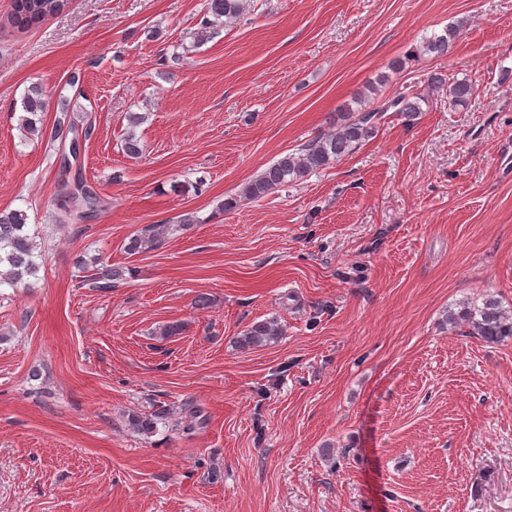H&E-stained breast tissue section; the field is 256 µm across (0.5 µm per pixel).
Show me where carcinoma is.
<instances>
[{
    "label": "carcinoma",
    "instance_id": "cac0c4a2",
    "mask_svg": "<svg viewBox=\"0 0 512 512\" xmlns=\"http://www.w3.org/2000/svg\"><path fill=\"white\" fill-rule=\"evenodd\" d=\"M66 5L67 0H13L9 23L20 30H27L46 17L59 13ZM243 11L244 0H206L203 29H211L217 24H232L241 18ZM465 27L466 22L463 20L448 25L443 34L425 39L420 52L436 56L447 55L456 40L462 36ZM429 84L435 88L448 86V95L455 106L466 105L475 91V83L468 79L450 82L442 75L430 77ZM377 93L378 89L370 88L369 94L356 99L358 108H351L343 113L336 124V132L326 134L305 145L297 153L282 156L248 181L235 197L224 200L219 205V210H233L243 201H257L290 180L301 179L309 173L330 166L373 135L387 112L392 110L411 118L421 111V102L424 101L421 94H402L374 106L366 104L368 95ZM47 108L48 99L43 88L34 85L28 89L22 99L24 115L20 116L19 126L25 136H43L41 117ZM144 120L145 116L140 113H128L129 131L124 138V153L129 158H137L141 154L135 128ZM76 132V122L65 117L54 122L49 131V138L64 143ZM67 187L68 183L65 181L58 183L56 200L60 208L75 221H84L107 206V201L91 188L88 189L87 195L81 198H68ZM28 219L29 216L24 210L0 211V288H28L29 280L37 276L36 244L33 237L27 233ZM196 223L198 219L193 213H185L180 216L179 224L175 226H153L144 233L130 238L126 251L130 255H136L157 249L173 228L185 230ZM75 264L84 270L90 268L87 261L81 257L76 258ZM90 269L92 273L87 275L86 282L99 290L115 288L132 274L130 268L105 262ZM460 320L472 327V333L487 343L497 344L512 338V317L507 315L493 298L486 299L481 307L466 308L457 314L451 313L446 316V321L450 323ZM281 335L282 327L277 321H261L246 329L239 337L238 343L243 348L260 347L276 341ZM164 416L163 412L137 415L132 418L131 424L138 432L148 435L155 432L157 421Z\"/></svg>",
    "mask_w": 512,
    "mask_h": 512
}]
</instances>
